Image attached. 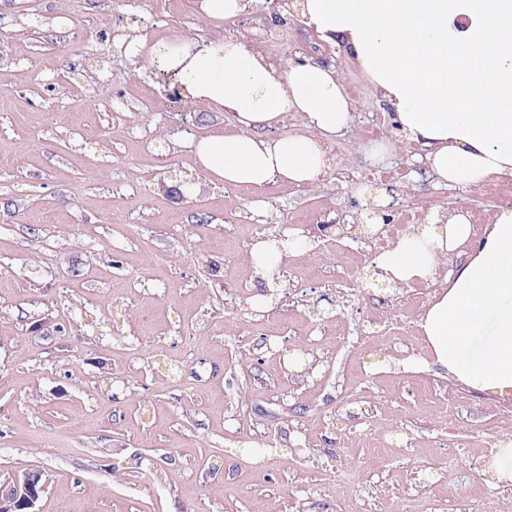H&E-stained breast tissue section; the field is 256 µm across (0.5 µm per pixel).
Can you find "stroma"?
<instances>
[{"instance_id": "obj_1", "label": "stroma", "mask_w": 512, "mask_h": 512, "mask_svg": "<svg viewBox=\"0 0 512 512\" xmlns=\"http://www.w3.org/2000/svg\"><path fill=\"white\" fill-rule=\"evenodd\" d=\"M135 27L336 65L362 93L326 175L211 183L191 144L231 117L169 100L157 66L123 49ZM382 138L394 147L377 163ZM421 153L361 68L297 16L248 12L219 31L194 0L1 8L0 482L45 471L38 512H453L484 449L512 437V397L432 364L416 322L434 286L374 272L393 238L336 229L370 223L364 189L395 197L391 222L420 201H479L485 225L512 206L439 185ZM296 229L310 248L285 258L256 318L251 246Z\"/></svg>"}]
</instances>
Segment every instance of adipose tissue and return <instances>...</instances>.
<instances>
[{"mask_svg":"<svg viewBox=\"0 0 512 512\" xmlns=\"http://www.w3.org/2000/svg\"><path fill=\"white\" fill-rule=\"evenodd\" d=\"M301 22L341 47L380 90L403 142L421 147L439 184L476 188L512 175V0H298ZM132 62L162 58L179 100L230 114L229 132L193 145L198 166L225 187L259 190L306 185L328 169L326 142L352 124L353 102L332 64L274 60L240 38L178 36L167 44L131 37ZM289 112L306 133L279 135ZM302 235L250 250L266 292L276 299L281 265ZM473 245L419 319L433 362L471 388L512 396V207L501 208L480 241L457 210L437 212L375 264L400 286L433 281L441 258Z\"/></svg>","mask_w":512,"mask_h":512,"instance_id":"1","label":"adipose tissue"}]
</instances>
